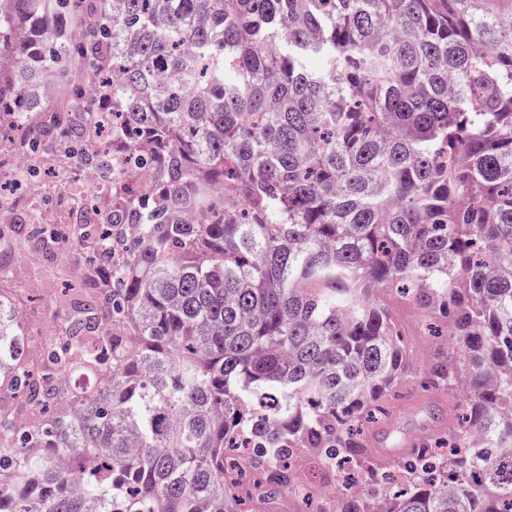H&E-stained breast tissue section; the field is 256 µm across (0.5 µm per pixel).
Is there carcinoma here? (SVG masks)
Listing matches in <instances>:
<instances>
[{
	"instance_id": "cac0c4a2",
	"label": "carcinoma",
	"mask_w": 512,
	"mask_h": 512,
	"mask_svg": "<svg viewBox=\"0 0 512 512\" xmlns=\"http://www.w3.org/2000/svg\"><path fill=\"white\" fill-rule=\"evenodd\" d=\"M0 0V142L59 129L99 205L43 249L86 300L34 372L0 301V512H512V5ZM75 59L82 117L49 112ZM396 289L445 342L444 437L376 458ZM318 464L308 478L295 460Z\"/></svg>"
}]
</instances>
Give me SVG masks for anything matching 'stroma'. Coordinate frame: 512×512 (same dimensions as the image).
Here are the masks:
<instances>
[{
  "mask_svg": "<svg viewBox=\"0 0 512 512\" xmlns=\"http://www.w3.org/2000/svg\"><path fill=\"white\" fill-rule=\"evenodd\" d=\"M70 143L57 135L52 152L38 155L40 174L35 181L22 177L13 165L16 153L26 150L19 136L0 144V189L11 194L15 207L8 220L0 221V253L9 257L7 273L0 274V300L11 303L19 330L25 336V354L30 365H38L45 353L66 336L70 316L78 300L70 290L76 271L86 264L80 250L48 254L25 241L22 226L72 223L95 195L86 173L71 162ZM390 305L393 319L404 333L409 371L402 379L384 417L370 427L382 435L384 447L404 442L411 434L434 435L452 424L446 396L418 388L415 379L435 337L422 335L421 313L381 295Z\"/></svg>",
  "mask_w": 512,
  "mask_h": 512,
  "instance_id": "obj_1",
  "label": "stroma"
}]
</instances>
